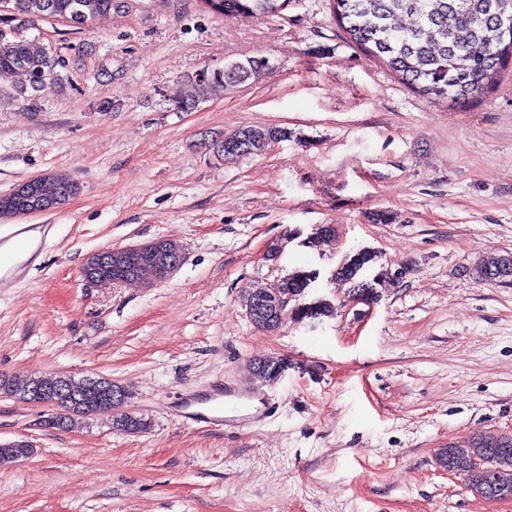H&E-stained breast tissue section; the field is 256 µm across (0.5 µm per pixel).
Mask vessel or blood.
Listing matches in <instances>:
<instances>
[{"mask_svg": "<svg viewBox=\"0 0 512 512\" xmlns=\"http://www.w3.org/2000/svg\"><path fill=\"white\" fill-rule=\"evenodd\" d=\"M251 395L233 387L215 385L202 397L186 394L177 412L187 422H203L214 427L243 428L264 418L266 408L251 407Z\"/></svg>", "mask_w": 512, "mask_h": 512, "instance_id": "vessel-or-blood-1", "label": "vessel or blood"}]
</instances>
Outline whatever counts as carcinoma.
<instances>
[{"label":"carcinoma","instance_id":"1","mask_svg":"<svg viewBox=\"0 0 512 512\" xmlns=\"http://www.w3.org/2000/svg\"><path fill=\"white\" fill-rule=\"evenodd\" d=\"M117 0H0L12 5L13 12L29 19L43 16L66 19L83 25L89 20L112 12ZM209 10L222 16L276 15L288 0H207ZM337 24L350 42L369 56L382 62L406 84L425 96L452 105L464 106L482 94L495 89L501 75L512 66V31L503 28L505 14L512 15V0H331ZM267 62L254 58L245 63L224 66V72H202L183 83L176 98L179 108L224 91L228 81L243 84L258 77ZM66 67L65 59L51 45L37 37L29 39L20 33L0 32V73H19L24 83L17 89L22 96L33 90L40 92L60 81L57 68ZM287 137L277 127L249 126L231 137H217L204 143V148L224 161L239 155L226 151L231 144L243 143L249 153L258 154L271 143ZM37 204L27 197L10 192L0 195V216L28 215L54 209L77 193L78 184L68 175L47 174L37 178ZM158 254L140 260L132 275L122 268L115 252L110 262L96 272L101 279L119 281L160 282L172 270L165 259L171 257L182 263L184 254L176 243L157 240ZM378 258L377 252L361 247L346 253L336 268L334 279L348 288L355 297L361 292L376 293V289L395 284L389 270L381 268L371 280H363L365 269ZM477 273L491 281H512V257L490 255L477 266ZM311 274L296 271L274 285L290 294L301 296L310 282ZM334 306L326 300L308 308L300 305L296 313L304 316H330ZM257 327L275 331L283 324L270 308L259 314L249 313ZM39 382L30 377L18 382L0 376V392L21 393ZM57 410L62 419L45 420L50 428L67 429L80 419L112 412L106 398L94 393L84 394L78 401L61 398ZM112 425L120 431L134 434L147 428L146 421L137 417L116 414ZM33 452L29 442L14 441L0 446V467L13 464L17 456ZM440 465L468 476L472 490L484 494V499H512V437L480 435L466 444H453L439 455Z\"/></svg>","mask_w":512,"mask_h":512}]
</instances>
